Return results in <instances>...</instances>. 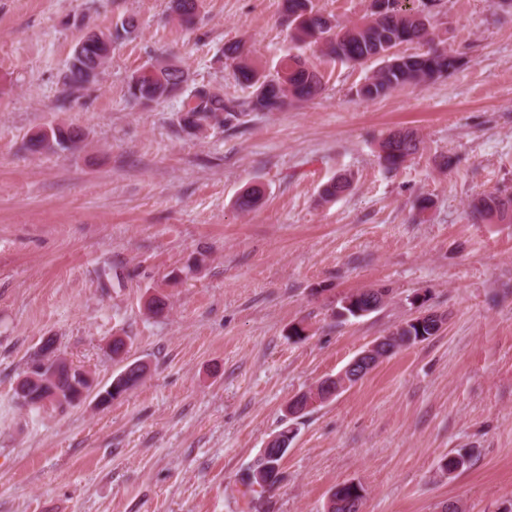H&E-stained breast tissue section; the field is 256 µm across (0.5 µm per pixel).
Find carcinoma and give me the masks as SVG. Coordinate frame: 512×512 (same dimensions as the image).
<instances>
[{"mask_svg": "<svg viewBox=\"0 0 512 512\" xmlns=\"http://www.w3.org/2000/svg\"><path fill=\"white\" fill-rule=\"evenodd\" d=\"M196 0H171V11L178 21L191 26L196 19ZM385 13H371L359 24L350 26L334 24L314 11L312 0H283L284 15L291 29V39L298 44L317 45L324 55L341 62L362 63L371 59L381 61L380 66L356 90L363 101L374 100L398 87L419 85L443 76L456 68L458 57L439 47L429 18L419 21L416 13L407 8L405 0H387ZM136 29L133 19L121 21L119 27L100 32L105 39L104 48ZM423 42L427 51L417 55L397 57L390 50L407 42ZM224 59L232 62L237 81L251 90L249 100L238 104L224 101V93L208 86L195 88L183 101L185 117L197 118L206 129L213 125H228L239 120L245 112H280L286 106L314 98L322 89L323 76L299 55L288 54L280 58L272 71L256 68L245 52L244 46L233 43L224 47ZM187 83L185 71L169 60H160L146 69L136 71L128 82V97L134 103L148 107L181 94ZM82 138L80 131L70 127L50 126L32 134L27 149L33 153H49L70 149ZM418 137L410 130L390 134L381 143V158L389 169L400 167L405 160L417 152ZM350 177L340 175L327 183L321 191V199L330 201L349 191ZM263 198L260 188L250 186L237 197L235 205L242 212L256 208ZM473 219L512 223V196L484 194L469 204ZM386 290L367 288L348 294L340 299L336 316L354 317L356 311L380 307ZM411 338L416 345L437 335L435 326L428 323H406L399 332ZM272 448L259 457L249 468L248 478L255 483H264L273 488L280 480L282 458L274 457ZM471 454L457 451L448 454L441 468L452 474L467 469ZM338 504L333 512H361L364 489L356 483L343 482L335 493Z\"/></svg>", "mask_w": 512, "mask_h": 512, "instance_id": "obj_1", "label": "carcinoma"}]
</instances>
